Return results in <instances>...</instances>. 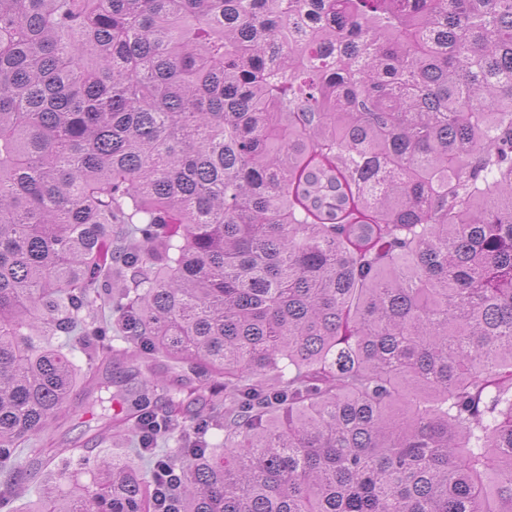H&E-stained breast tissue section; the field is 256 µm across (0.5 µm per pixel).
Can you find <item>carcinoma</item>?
Returning <instances> with one entry per match:
<instances>
[{
  "instance_id": "carcinoma-1",
  "label": "carcinoma",
  "mask_w": 512,
  "mask_h": 512,
  "mask_svg": "<svg viewBox=\"0 0 512 512\" xmlns=\"http://www.w3.org/2000/svg\"><path fill=\"white\" fill-rule=\"evenodd\" d=\"M119 354L174 512H512V0H0V512ZM157 483L161 488L162 502L164 504V510H170L172 505H165L166 501L172 503L175 499V491L177 486V475L174 474L173 470L164 462H158L157 466Z\"/></svg>"
}]
</instances>
